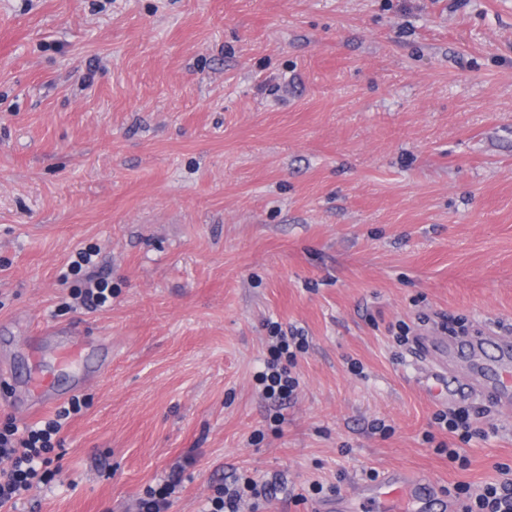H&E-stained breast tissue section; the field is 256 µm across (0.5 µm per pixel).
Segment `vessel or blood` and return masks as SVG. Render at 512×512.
I'll list each match as a JSON object with an SVG mask.
<instances>
[{"label": "vessel or blood", "mask_w": 512, "mask_h": 512, "mask_svg": "<svg viewBox=\"0 0 512 512\" xmlns=\"http://www.w3.org/2000/svg\"><path fill=\"white\" fill-rule=\"evenodd\" d=\"M39 337L61 341L57 356L63 364H72L81 356L83 345L74 339L70 329L48 325ZM415 353L426 368L422 376L424 387L434 398L444 397L453 383L468 389L484 388L497 396L512 394L511 337L426 335L416 339ZM452 356L472 362L476 377L456 375L448 363ZM360 499L373 501L380 512H458L456 504L441 494L430 478L406 471H391L363 484L344 495L342 502L351 505Z\"/></svg>", "instance_id": "vessel-or-blood-1"}]
</instances>
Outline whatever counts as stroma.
<instances>
[{
  "label": "stroma",
  "instance_id": "35a3bbf8",
  "mask_svg": "<svg viewBox=\"0 0 512 512\" xmlns=\"http://www.w3.org/2000/svg\"><path fill=\"white\" fill-rule=\"evenodd\" d=\"M84 247L108 308L60 278ZM443 314L512 324V0H0V359L70 387L27 338L76 324L104 367L17 512H138L176 466L169 512L237 476L279 483L240 512L365 469L483 484L512 413L449 463L389 331ZM271 319L309 340L278 408Z\"/></svg>",
  "mask_w": 512,
  "mask_h": 512
}]
</instances>
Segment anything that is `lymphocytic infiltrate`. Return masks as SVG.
I'll return each mask as SVG.
<instances>
[{
  "instance_id": "obj_1",
  "label": "lymphocytic infiltrate",
  "mask_w": 512,
  "mask_h": 512,
  "mask_svg": "<svg viewBox=\"0 0 512 512\" xmlns=\"http://www.w3.org/2000/svg\"><path fill=\"white\" fill-rule=\"evenodd\" d=\"M96 255V250L91 248L80 250L69 266L70 274L83 277L82 287L72 292L73 298L93 309L107 307L112 302L111 284L95 270ZM269 331L273 341L270 358L257 380L265 399L281 403L291 400L299 387L290 366L298 353L306 351L307 342L305 336L286 332L276 322L270 323ZM82 407L81 400L74 398L59 407L54 418L22 426L10 421L0 426V460L5 463L0 469V512H12L30 491L49 482L53 474L54 438L66 420L80 413ZM485 413V408L469 405L435 412L431 420L433 427L449 436L448 441L436 446V453L447 456L449 462L458 466H466L467 458L452 448L449 440L454 437L466 444L487 438V431L474 424L475 418ZM494 469L496 479L483 486L458 484L449 489L448 495L458 502L460 512H512V467L498 463ZM273 491V484L266 481L250 477L236 479L208 499L205 512H239L242 501L265 500Z\"/></svg>"
}]
</instances>
